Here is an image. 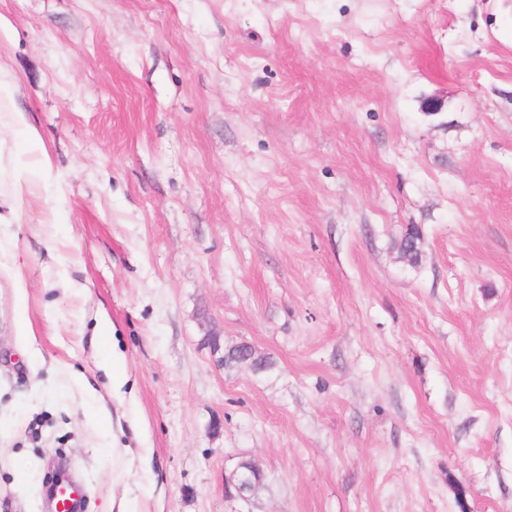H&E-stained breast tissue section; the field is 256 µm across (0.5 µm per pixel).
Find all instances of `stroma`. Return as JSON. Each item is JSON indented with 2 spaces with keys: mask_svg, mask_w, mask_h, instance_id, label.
I'll use <instances>...</instances> for the list:
<instances>
[{
  "mask_svg": "<svg viewBox=\"0 0 512 512\" xmlns=\"http://www.w3.org/2000/svg\"><path fill=\"white\" fill-rule=\"evenodd\" d=\"M0 59L50 158L0 223V512L61 463L84 512H512V0H0ZM252 462L256 465V472L259 475V480L264 478V471L261 467V464L256 459H245L238 462L226 475L227 489L231 491L232 495L238 499H241L245 502L252 501L257 495L255 487L252 486L253 479L255 480L254 475H249L246 478V473L242 472V468L246 462ZM235 474L240 475V477L234 481L233 477Z\"/></svg>",
  "mask_w": 512,
  "mask_h": 512,
  "instance_id": "1",
  "label": "stroma"
}]
</instances>
